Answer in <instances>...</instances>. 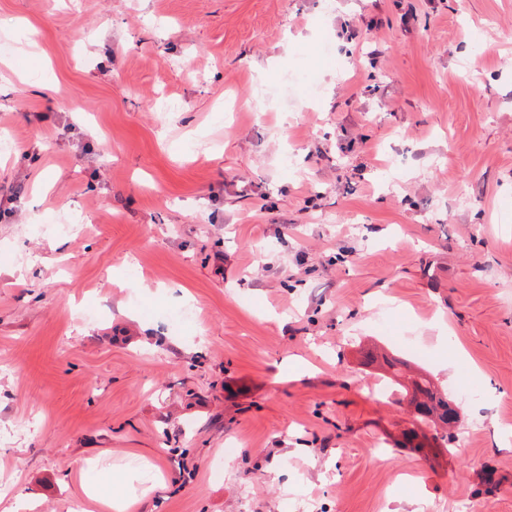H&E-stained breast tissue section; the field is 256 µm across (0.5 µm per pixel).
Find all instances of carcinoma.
I'll list each match as a JSON object with an SVG mask.
<instances>
[{
    "label": "carcinoma",
    "instance_id": "1",
    "mask_svg": "<svg viewBox=\"0 0 512 512\" xmlns=\"http://www.w3.org/2000/svg\"><path fill=\"white\" fill-rule=\"evenodd\" d=\"M369 365H378L380 375L407 399L408 407L415 418V424L435 431L443 445L455 440V430L459 423V407L448 399V393L441 391L432 379L423 373L401 381V367L404 362L386 353H370L366 357Z\"/></svg>",
    "mask_w": 512,
    "mask_h": 512
}]
</instances>
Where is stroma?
<instances>
[{"instance_id": "stroma-1", "label": "stroma", "mask_w": 512, "mask_h": 512, "mask_svg": "<svg viewBox=\"0 0 512 512\" xmlns=\"http://www.w3.org/2000/svg\"><path fill=\"white\" fill-rule=\"evenodd\" d=\"M0 137V512H512V0H0ZM366 362L369 365L378 364L377 370L382 371L378 372L381 377L394 387L393 391L407 399L418 427L433 429L445 448L455 440V430L460 419L459 407L448 399V393L442 392L428 375L419 373L408 377L407 383L401 381V367L406 366L405 363L386 353H369Z\"/></svg>"}]
</instances>
